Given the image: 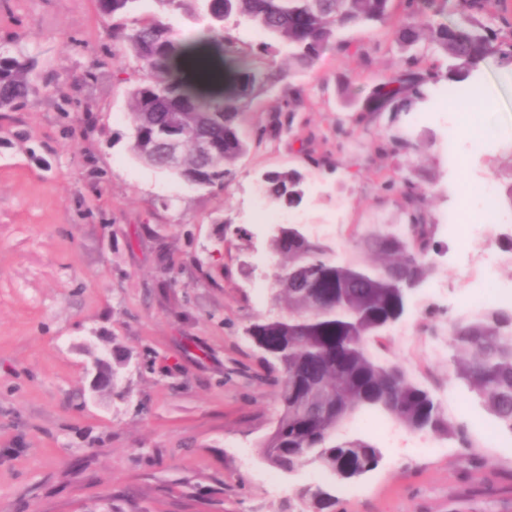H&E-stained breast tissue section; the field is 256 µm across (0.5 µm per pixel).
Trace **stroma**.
Listing matches in <instances>:
<instances>
[{
    "instance_id": "stroma-1",
    "label": "stroma",
    "mask_w": 512,
    "mask_h": 512,
    "mask_svg": "<svg viewBox=\"0 0 512 512\" xmlns=\"http://www.w3.org/2000/svg\"><path fill=\"white\" fill-rule=\"evenodd\" d=\"M371 64L326 51L290 76L308 94L290 130L252 146L224 188H199L140 162L130 149L132 54L113 59L98 0H0V45L32 62L29 99L0 111V512H318L300 488L333 484L327 512H512V431L501 427L431 353L433 325L462 313L461 265L500 259L512 284V69L481 67L497 120L478 126L491 146L469 162L472 186H493L496 219L460 262L448 233V136L466 113L442 102L383 113L354 129L350 105L392 75L401 53L385 32ZM400 135L399 156L376 152ZM332 158L335 171L312 166ZM295 169L306 194L272 205L263 173ZM409 178L426 198L438 253L430 298L421 289L390 332L383 357L414 375L472 441L423 434L362 413L343 432L382 450L378 466L329 482L315 465L288 477L260 444L277 417L279 374L248 330L277 314L264 273L266 224H306L353 246L367 224H401L388 179ZM124 365L118 388L90 392L92 347Z\"/></svg>"
}]
</instances>
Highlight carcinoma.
Wrapping results in <instances>:
<instances>
[{"mask_svg": "<svg viewBox=\"0 0 512 512\" xmlns=\"http://www.w3.org/2000/svg\"><path fill=\"white\" fill-rule=\"evenodd\" d=\"M112 20L116 53L130 51L140 80L129 89L130 120L140 138L131 150L143 163L164 169L151 150L153 132L172 111L182 113L184 129L202 131L218 142L203 172L210 186L224 187L231 166L249 148L238 125V101L281 85L283 104L256 132L263 141L278 137L302 106V90L290 73L275 65L284 55L295 71L310 69L323 52H348L338 38L344 29L382 30L402 53L401 66L376 83L364 105L353 109L355 126H368L384 112H410L442 83L463 103L482 97L480 82H467L490 57L512 59V17L493 0H98ZM454 19L434 23L432 17ZM194 25L184 35L172 19ZM249 28L268 40L245 39ZM30 64L0 52V109L23 103L31 94ZM407 140L380 139L375 150L399 156ZM303 176L273 171L261 191L273 203L302 201ZM413 219L397 232L374 224L358 234L355 253L341 260L336 248L297 226L288 225V243L272 246L277 258L273 301L282 311L250 327L260 345L278 352L279 431L262 446L264 458L281 471L315 462L336 476L349 457L351 479L375 469L380 449L368 440L341 435L358 412L388 416L411 430L446 433L469 444L462 427L448 421L432 394L401 366L384 362L379 351L386 331L380 322H397L407 298L405 281L421 287L432 271L436 251L433 225L415 182L385 183ZM456 352V377L504 427L512 431V307L464 312L448 325ZM342 360L336 361V345Z\"/></svg>", "mask_w": 512, "mask_h": 512, "instance_id": "1", "label": "carcinoma"}]
</instances>
